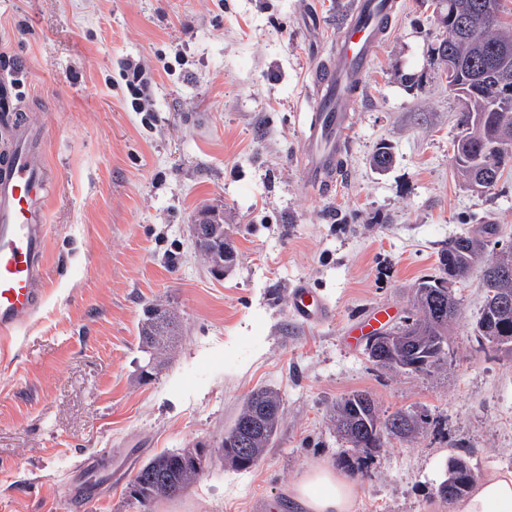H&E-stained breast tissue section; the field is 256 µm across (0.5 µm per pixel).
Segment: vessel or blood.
Returning <instances> with one entry per match:
<instances>
[{"instance_id":"obj_1","label":"vessel or blood","mask_w":512,"mask_h":512,"mask_svg":"<svg viewBox=\"0 0 512 512\" xmlns=\"http://www.w3.org/2000/svg\"><path fill=\"white\" fill-rule=\"evenodd\" d=\"M393 0H354L349 22L327 65L315 71L313 118L304 137L301 174L311 186L334 170L347 147L349 102L363 88L380 45L387 38ZM13 143L0 153V336L8 337L38 308L45 292L44 133L18 121ZM294 317L305 323L330 319V304L313 289L292 292Z\"/></svg>"}]
</instances>
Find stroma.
Returning a JSON list of instances; mask_svg holds the SVG:
<instances>
[{"label": "stroma", "mask_w": 512, "mask_h": 512, "mask_svg": "<svg viewBox=\"0 0 512 512\" xmlns=\"http://www.w3.org/2000/svg\"><path fill=\"white\" fill-rule=\"evenodd\" d=\"M351 0H0V115L44 130L46 295L0 345V512H256L324 461L352 473L354 512H448L447 459L476 476L512 469V353L481 349L479 272L454 286L461 314L446 367L376 369L347 342L368 309L390 325L437 274L449 238L493 224L512 241V169L480 193L452 166L458 104L431 48L446 31L431 0H397L391 35L351 111L342 173L299 169L310 75L331 54ZM152 80L134 104L124 62ZM392 145L385 172L369 159ZM223 209L237 261L215 277L189 226ZM304 284L333 308L290 312ZM159 301L180 316L175 356L152 381L138 321ZM277 389L274 447L246 471L214 458L181 494L142 507L134 474L164 450L211 454L254 389ZM366 391L388 411L427 414L425 432L359 457L328 410Z\"/></svg>", "instance_id": "1"}]
</instances>
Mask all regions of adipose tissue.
Wrapping results in <instances>:
<instances>
[{
	"label": "adipose tissue",
	"mask_w": 512,
	"mask_h": 512,
	"mask_svg": "<svg viewBox=\"0 0 512 512\" xmlns=\"http://www.w3.org/2000/svg\"><path fill=\"white\" fill-rule=\"evenodd\" d=\"M353 488L345 473L315 463L292 483L289 495L298 512H352ZM448 512H512V471L486 475L466 497L449 503Z\"/></svg>",
	"instance_id": "1"
}]
</instances>
